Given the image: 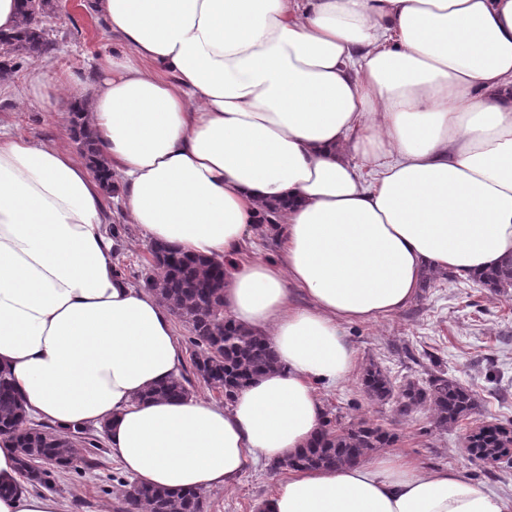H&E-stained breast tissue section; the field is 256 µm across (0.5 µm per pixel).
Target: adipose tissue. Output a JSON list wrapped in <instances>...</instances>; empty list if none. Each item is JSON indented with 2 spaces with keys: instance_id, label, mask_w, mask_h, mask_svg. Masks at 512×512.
I'll use <instances>...</instances> for the list:
<instances>
[{
  "instance_id": "1",
  "label": "adipose tissue",
  "mask_w": 512,
  "mask_h": 512,
  "mask_svg": "<svg viewBox=\"0 0 512 512\" xmlns=\"http://www.w3.org/2000/svg\"><path fill=\"white\" fill-rule=\"evenodd\" d=\"M124 55L85 127L146 240L228 262L224 312L281 362L221 406L146 393L183 367L172 314L113 273L104 189L66 147L0 136V369L27 415L109 424L137 482L231 486L322 426L347 322L427 270L512 256V0H92ZM375 169L373 184L360 171ZM281 257H243L265 218ZM307 300L299 306L292 292ZM273 512H512L455 470L381 454L291 473Z\"/></svg>"
}]
</instances>
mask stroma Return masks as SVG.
<instances>
[{
    "mask_svg": "<svg viewBox=\"0 0 512 512\" xmlns=\"http://www.w3.org/2000/svg\"><path fill=\"white\" fill-rule=\"evenodd\" d=\"M46 27L53 50L38 61L19 62L0 81V130L72 149L76 141L60 117L66 101L60 93L33 86V73L40 67L80 83L95 77L104 55H120L122 48L90 0H64ZM106 211L120 228L115 257L127 265L129 283L139 285L150 245L138 226L127 222L115 197L107 198ZM346 337L355 368L346 381L318 387L325 416L344 424L356 417L378 423L397 435L391 453L459 471L512 498V464L482 463L463 444L465 434L479 425L512 424V291L494 293L454 275L422 289L399 314L347 323ZM372 362L397 386L438 369L447 371L449 378L473 390L477 410L456 429L444 431L428 411L403 416L394 404L373 403L361 381L364 367ZM286 478L268 464L251 466L232 487L203 491V512H257ZM128 479L104 430L87 427L76 441L72 466L56 470L46 491L58 498L63 512H121L122 484Z\"/></svg>",
    "mask_w": 512,
    "mask_h": 512,
    "instance_id": "obj_1",
    "label": "stroma"
}]
</instances>
